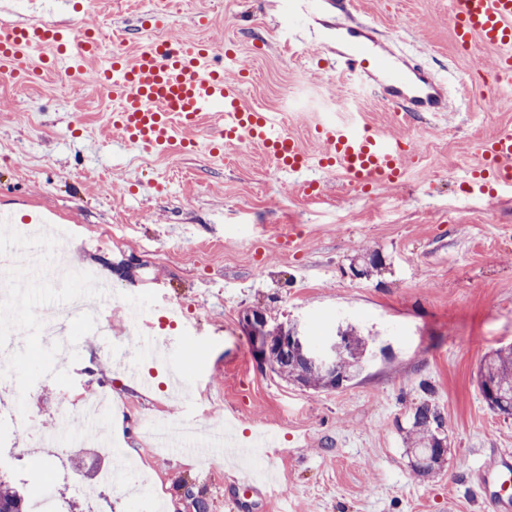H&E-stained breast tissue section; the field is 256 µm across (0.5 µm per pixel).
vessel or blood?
Instances as JSON below:
<instances>
[{
    "label": "vessel or blood",
    "instance_id": "b4317fda",
    "mask_svg": "<svg viewBox=\"0 0 512 512\" xmlns=\"http://www.w3.org/2000/svg\"><path fill=\"white\" fill-rule=\"evenodd\" d=\"M326 4L309 24V37L294 32L282 36L283 52L295 56L316 43L326 53L319 67L335 66L337 74L355 78L363 90L391 103L396 111H445L443 85L412 59L385 46L377 27L361 18L353 0ZM101 35L96 25L62 29L42 21H1L0 79L31 81L33 59L50 50L54 60L63 63L76 91L92 86L116 100L111 123L117 143L145 153L166 148L216 112L222 144L256 147L276 169L291 174L314 160L319 167L343 172L352 184L389 186L414 156L411 144L353 117L317 124L314 138L320 150L317 158H310L271 113L246 104L243 84L249 67L236 51L216 48L194 35L155 39L130 55L114 51L102 69L92 72L87 64L99 53ZM452 37L463 52L479 46L498 49L494 77L512 75V0H457ZM228 61L237 70L231 78L224 73ZM478 149L494 165L497 188L511 191L512 130H499ZM476 473L483 484L497 487L486 498L484 512H498L503 491L512 483V460L489 459Z\"/></svg>",
    "mask_w": 512,
    "mask_h": 512
}]
</instances>
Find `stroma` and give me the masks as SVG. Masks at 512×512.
I'll return each mask as SVG.
<instances>
[{"label":"stroma","instance_id":"stroma-1","mask_svg":"<svg viewBox=\"0 0 512 512\" xmlns=\"http://www.w3.org/2000/svg\"><path fill=\"white\" fill-rule=\"evenodd\" d=\"M82 2L63 10L46 0L42 18L124 30L129 50L194 32L218 47L233 40L250 61L247 102L274 113L309 155L318 153V120L353 112L414 138L419 154L401 186L365 192L316 166L278 171L245 144L212 155V117L194 131L196 149L116 153L110 96H72L54 74L23 86L0 81V213L13 217L0 223V239L27 250L29 215L71 225L77 265L96 267L114 292L101 328L73 323L82 345L67 368L39 337L18 347L26 423L0 418V473L31 506L54 481L59 512H197L201 501L207 512H277L282 497L295 512H482L475 462L512 454V417L488 407L477 377L487 353L512 346V195L488 199L465 186L478 141L512 129V78L496 86L497 109L482 96L480 71L494 66L496 51H456L454 0H354L396 52L447 88V111L404 119L348 77L281 55L276 41L290 26L283 0H97L89 16ZM153 9L167 12L166 24L141 29L139 15ZM199 14L208 19L201 29ZM300 178L321 184L320 203L298 194ZM122 220L133 231L96 249L98 232ZM131 300L143 303L149 336L181 366L187 396L165 391L169 362L139 355L127 333ZM254 310L299 324L317 346L354 329L368 341L363 373L316 392L279 378L253 354L245 316ZM116 342L138 365V382L116 370ZM106 386L113 408L100 432L142 458L159 498L99 485L97 472L118 467L117 458L71 447L55 460L40 442L48 429L71 427L68 402ZM423 403L444 418L448 455L441 471L419 477L404 435ZM150 417L190 418L211 433L229 427L244 444L274 430L267 451L276 477L246 496L220 449L149 451Z\"/></svg>","mask_w":512,"mask_h":512}]
</instances>
